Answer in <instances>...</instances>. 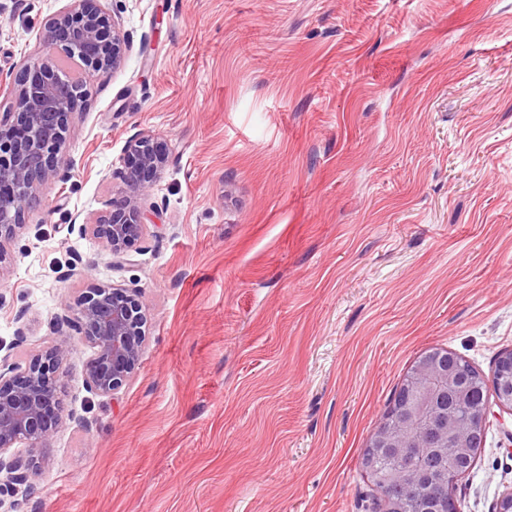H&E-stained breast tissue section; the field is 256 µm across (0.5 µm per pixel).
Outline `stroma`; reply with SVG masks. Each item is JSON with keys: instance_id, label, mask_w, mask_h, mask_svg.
<instances>
[{"instance_id": "obj_1", "label": "stroma", "mask_w": 512, "mask_h": 512, "mask_svg": "<svg viewBox=\"0 0 512 512\" xmlns=\"http://www.w3.org/2000/svg\"><path fill=\"white\" fill-rule=\"evenodd\" d=\"M70 0H0V105ZM129 43L71 114L0 262L22 361L88 285L149 331L112 397L74 341L63 423L18 512H380L360 461L417 358L489 374L512 349V0H101ZM171 160L112 257L87 222L129 195L127 142ZM512 489L493 409L462 512Z\"/></svg>"}]
</instances>
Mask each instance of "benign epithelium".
Instances as JSON below:
<instances>
[{"instance_id": "1", "label": "benign epithelium", "mask_w": 512, "mask_h": 512, "mask_svg": "<svg viewBox=\"0 0 512 512\" xmlns=\"http://www.w3.org/2000/svg\"><path fill=\"white\" fill-rule=\"evenodd\" d=\"M100 0H72L70 8L45 27L42 54L26 60L15 75L9 111L0 114V263L4 242L24 228L22 209L50 179L68 171L60 148L70 115L85 97L87 80L117 68L128 37L99 5ZM76 60L81 76L71 77L62 59ZM167 142L150 134L126 146L119 175L135 195L112 202V210L86 225L112 256L120 258L137 241L145 223L136 193L150 189L168 166ZM63 327L47 347L27 360L0 356V491L16 483L35 486L42 468L38 449L62 423L61 370L74 338L91 348L85 364L88 389L109 397L138 365L146 336L145 303L134 290L94 285L64 302ZM412 401L398 411L400 428L377 435L376 448H429L462 452L469 435L457 431L442 398L455 385L448 365L419 367L409 379Z\"/></svg>"}]
</instances>
